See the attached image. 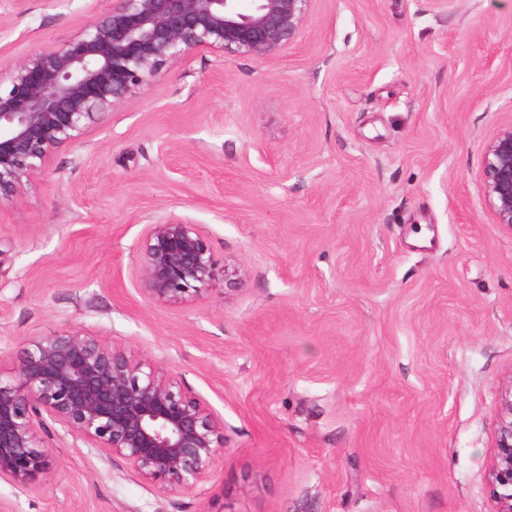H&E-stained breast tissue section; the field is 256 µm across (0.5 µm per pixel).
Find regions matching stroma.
Wrapping results in <instances>:
<instances>
[{"mask_svg":"<svg viewBox=\"0 0 512 512\" xmlns=\"http://www.w3.org/2000/svg\"><path fill=\"white\" fill-rule=\"evenodd\" d=\"M112 0H0V65ZM512 122V0H312L280 56L169 67L0 201V373L81 328L178 373L224 459L166 494L72 439L10 512H492L512 383V230L482 189ZM198 224L242 273L148 302L134 246Z\"/></svg>","mask_w":512,"mask_h":512,"instance_id":"obj_1","label":"stroma"}]
</instances>
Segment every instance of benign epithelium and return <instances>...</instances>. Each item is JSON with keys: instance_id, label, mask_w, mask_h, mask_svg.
I'll list each match as a JSON object with an SVG mask.
<instances>
[{"instance_id": "benign-epithelium-1", "label": "benign epithelium", "mask_w": 512, "mask_h": 512, "mask_svg": "<svg viewBox=\"0 0 512 512\" xmlns=\"http://www.w3.org/2000/svg\"><path fill=\"white\" fill-rule=\"evenodd\" d=\"M112 0L63 43L9 64L0 90V200L23 193L59 148L78 142L161 72L197 51L270 59L303 33L311 0ZM484 196L512 230V122L484 144ZM150 302L224 298L239 271L218 269L198 225L160 216L136 245ZM227 287H218L219 281ZM490 460L493 512H512V387ZM55 425L100 458H119L167 494L208 482L224 457V420L180 376L84 329L32 336L0 379V479L26 487L51 463Z\"/></svg>"}]
</instances>
